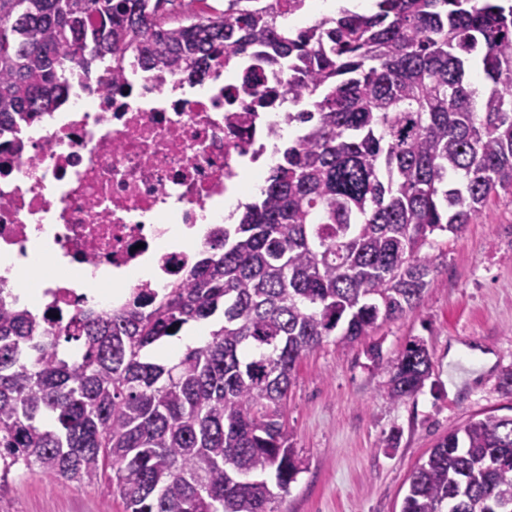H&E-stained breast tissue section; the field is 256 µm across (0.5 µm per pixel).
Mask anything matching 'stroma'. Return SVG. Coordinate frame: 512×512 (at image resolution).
I'll use <instances>...</instances> for the list:
<instances>
[{"label":"stroma","instance_id":"1","mask_svg":"<svg viewBox=\"0 0 512 512\" xmlns=\"http://www.w3.org/2000/svg\"><path fill=\"white\" fill-rule=\"evenodd\" d=\"M435 272L418 309L352 344L328 337L295 372L286 420L303 470L274 512H400L408 476L438 438L469 419L512 413L500 387L512 369V194L489 198L456 236L428 248ZM413 340L431 356L422 390L384 395L386 371L368 349L396 357ZM0 512H125L107 485L64 487L40 472L0 484Z\"/></svg>","mask_w":512,"mask_h":512}]
</instances>
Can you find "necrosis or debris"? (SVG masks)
Returning <instances> with one entry per match:
<instances>
[{
  "label": "necrosis or debris",
  "instance_id": "obj_1",
  "mask_svg": "<svg viewBox=\"0 0 512 512\" xmlns=\"http://www.w3.org/2000/svg\"><path fill=\"white\" fill-rule=\"evenodd\" d=\"M242 62L188 84L177 72L127 68L117 86L73 73L62 111L0 135V275L6 304L26 302L46 325L111 313L130 292L179 280L198 246L224 229V199L287 126L286 109L243 105ZM206 225L201 243L167 244L172 226ZM159 254L157 276L122 291L116 273Z\"/></svg>",
  "mask_w": 512,
  "mask_h": 512
}]
</instances>
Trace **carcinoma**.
I'll return each instance as SVG.
<instances>
[{
	"instance_id": "obj_1",
	"label": "carcinoma",
	"mask_w": 512,
	"mask_h": 512,
	"mask_svg": "<svg viewBox=\"0 0 512 512\" xmlns=\"http://www.w3.org/2000/svg\"><path fill=\"white\" fill-rule=\"evenodd\" d=\"M238 2L170 26L175 0H0V134L54 111L75 66L115 81L129 54L201 82L228 51L253 102L288 101L297 128L224 251L161 297L57 328L0 304V482L36 468L112 483L125 512H274L302 472L283 421L300 359L419 307L422 248L512 192V0H373L296 32L267 0ZM274 69L286 87L267 85ZM213 319L177 358L146 355ZM370 358L393 403L429 376L420 340ZM400 512H512V416L441 436Z\"/></svg>"
}]
</instances>
